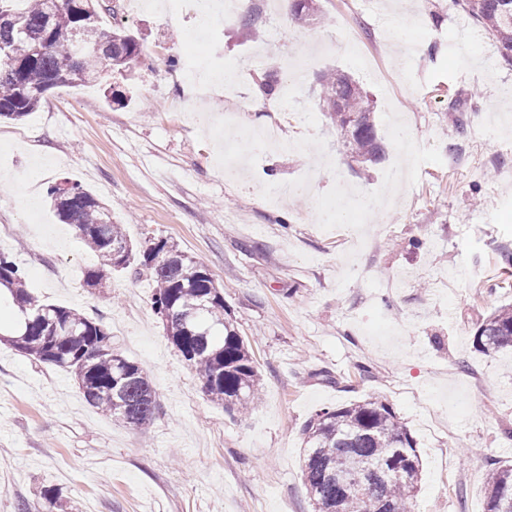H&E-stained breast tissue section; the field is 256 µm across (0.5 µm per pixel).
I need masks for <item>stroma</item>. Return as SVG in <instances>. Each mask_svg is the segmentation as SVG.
<instances>
[{"instance_id": "stroma-1", "label": "stroma", "mask_w": 512, "mask_h": 512, "mask_svg": "<svg viewBox=\"0 0 512 512\" xmlns=\"http://www.w3.org/2000/svg\"><path fill=\"white\" fill-rule=\"evenodd\" d=\"M130 14L103 0L102 28L134 34L143 62L99 85L59 88L19 122L0 123V252L41 300L103 322L112 345L159 393L134 430L83 399L72 375L0 344V512L45 488L64 512H314L302 479L306 421L324 408L385 400L423 462L413 512H484L489 460H512V352L475 350L482 321L512 304V66L488 34L464 30L455 0H317L293 20L272 0L247 32L204 25L181 0ZM248 60L246 99L214 94V122L174 120L188 98L186 53ZM307 67L287 85L291 56ZM339 68L374 106L386 145L353 161L317 94ZM286 83L264 95L267 75ZM412 133L404 143L396 122ZM277 123L290 148H257L227 180L216 161L256 126ZM39 165L34 203L25 172ZM70 180L112 210L133 244L164 238L196 257L250 344L262 402L231 416L151 308L134 268L83 285L97 259L70 240L47 195Z\"/></svg>"}]
</instances>
